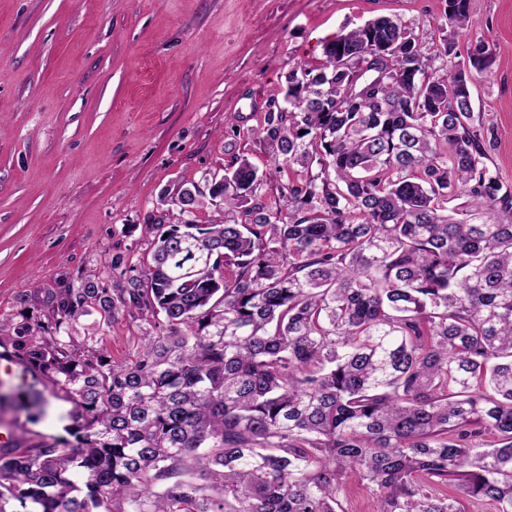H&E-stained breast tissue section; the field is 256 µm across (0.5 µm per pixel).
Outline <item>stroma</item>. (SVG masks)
I'll return each mask as SVG.
<instances>
[{
    "instance_id": "1",
    "label": "stroma",
    "mask_w": 512,
    "mask_h": 512,
    "mask_svg": "<svg viewBox=\"0 0 512 512\" xmlns=\"http://www.w3.org/2000/svg\"><path fill=\"white\" fill-rule=\"evenodd\" d=\"M444 0H0V313L21 293L110 249L174 183L244 156L273 164L225 128L258 126L296 63L380 16L438 41ZM456 48L485 40L495 61L473 84V122L492 131L487 167L512 190V0H470ZM69 402L0 419L64 436Z\"/></svg>"
}]
</instances>
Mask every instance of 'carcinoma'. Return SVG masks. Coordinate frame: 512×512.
I'll return each instance as SVG.
<instances>
[{
    "instance_id": "obj_1",
    "label": "carcinoma",
    "mask_w": 512,
    "mask_h": 512,
    "mask_svg": "<svg viewBox=\"0 0 512 512\" xmlns=\"http://www.w3.org/2000/svg\"><path fill=\"white\" fill-rule=\"evenodd\" d=\"M445 3L436 49L376 18L296 64L263 125L228 120L304 173L243 156L179 182L100 264L0 313V357L73 404L72 440L0 448V512H344L349 472L377 512H512V194L470 90L495 51L448 65L470 0ZM6 401L45 414L31 385ZM132 332L134 330L129 331L125 323L122 322L112 329L110 336H106L105 345L113 359L123 360L129 356L133 344Z\"/></svg>"
}]
</instances>
